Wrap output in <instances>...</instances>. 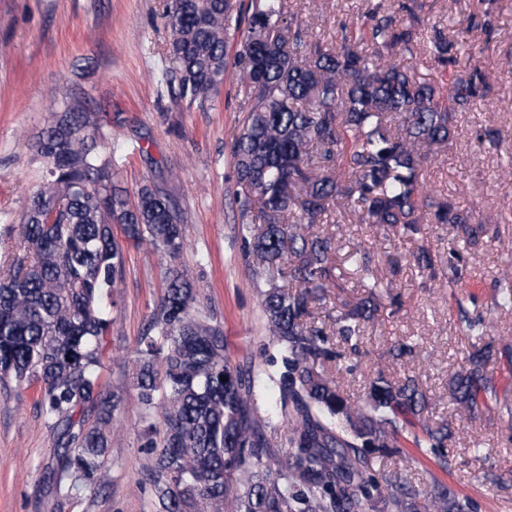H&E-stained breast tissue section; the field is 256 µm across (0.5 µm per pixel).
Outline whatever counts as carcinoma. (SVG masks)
<instances>
[{"instance_id":"1","label":"carcinoma","mask_w":512,"mask_h":512,"mask_svg":"<svg viewBox=\"0 0 512 512\" xmlns=\"http://www.w3.org/2000/svg\"><path fill=\"white\" fill-rule=\"evenodd\" d=\"M406 4L372 15L355 35L333 47L294 26L287 0H255L248 34L236 56L246 102L234 147L242 217L262 225L248 241L249 263L266 275L259 289L272 341L283 352L273 380L293 428L278 450L266 435L251 370L224 356V333L193 309L188 271H170L152 322L139 337L136 387L144 447L152 453L157 512H371L373 479L366 455L392 457L401 441L433 449L445 460L448 425L421 418L428 403L416 376L392 384L381 375L363 404L344 395L333 371L328 334L315 325L310 303L326 288L341 287L333 264V237L315 229L327 212L350 205L356 224L416 235L423 224H452L476 245L482 224L448 200L426 195L423 163L448 144L454 113L485 92V73L473 68L451 85L421 81L391 61L410 50L416 29L397 18ZM171 67L190 102L224 82L233 17L230 0H165ZM452 42L435 37L433 55L445 66ZM96 113L77 102L41 133L35 151L42 184L27 198L21 235L31 252L0 273V381L39 389L38 406L55 439L51 479L63 501L82 487L94 491L114 426L116 396L102 382L103 337L110 325L105 300L124 267L126 240L144 241L176 257L184 247L181 219L167 194L149 185L129 204L112 185V164L98 150ZM258 197L257 214H252ZM352 261L370 288L353 309L331 318L348 342L379 312L384 283L369 269L366 251ZM420 270L436 277L440 255L421 246ZM495 306L512 304V272L499 280ZM462 327L484 324L456 299ZM492 346L475 350L450 384L460 417H476L496 392L483 366ZM93 417L87 426L75 412ZM387 512H420L416 494L391 482L381 495ZM430 512H467L466 505L434 484Z\"/></svg>"}]
</instances>
